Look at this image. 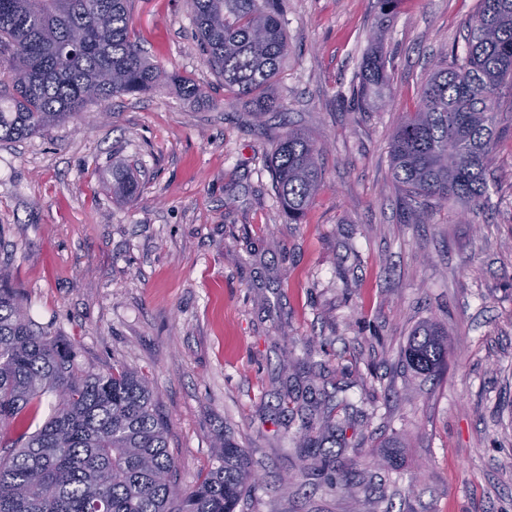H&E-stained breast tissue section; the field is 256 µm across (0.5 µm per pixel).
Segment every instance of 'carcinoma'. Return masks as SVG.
<instances>
[{"label": "carcinoma", "mask_w": 512, "mask_h": 512, "mask_svg": "<svg viewBox=\"0 0 512 512\" xmlns=\"http://www.w3.org/2000/svg\"><path fill=\"white\" fill-rule=\"evenodd\" d=\"M285 0H188L197 46L256 117L277 112L274 89L288 56ZM131 0H0V141L41 134L115 97L175 84L196 101L203 88L167 72L131 38ZM462 58L442 52L422 84L416 109L393 130L392 174L407 218L417 208L457 203L474 211L487 199L488 160L499 138L501 90L512 87V0H479ZM382 52L361 63L357 94L383 103ZM323 147L290 129L272 152L275 195L299 224L322 181ZM136 191L133 169L112 173V192ZM77 341L37 329L0 268V512H236L253 480L246 450L226 438L216 466L191 488L174 479L168 424L148 378L114 366L90 372ZM448 332L418 325L404 357L416 374L436 375ZM51 413L33 433L19 432L44 396Z\"/></svg>", "instance_id": "obj_1"}]
</instances>
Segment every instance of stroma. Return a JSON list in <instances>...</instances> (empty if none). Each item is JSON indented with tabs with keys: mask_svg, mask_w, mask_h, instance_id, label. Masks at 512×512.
Segmentation results:
<instances>
[{
	"mask_svg": "<svg viewBox=\"0 0 512 512\" xmlns=\"http://www.w3.org/2000/svg\"><path fill=\"white\" fill-rule=\"evenodd\" d=\"M479 0H286L281 109L257 119L203 61L187 0H133L131 35L166 87L0 141V264L36 323L87 369L147 375L181 486L225 437L256 482L238 512H512V110L488 201L405 223L388 137L440 51L462 53ZM384 33L383 106L359 111L360 64ZM300 129L323 186L288 223L265 161ZM130 166L139 193L112 196ZM448 328V369L415 376L411 330ZM317 456L297 439L310 402ZM335 462L324 469L322 458ZM353 468L352 485L335 487Z\"/></svg>",
	"mask_w": 512,
	"mask_h": 512,
	"instance_id": "stroma-1",
	"label": "stroma"
}]
</instances>
